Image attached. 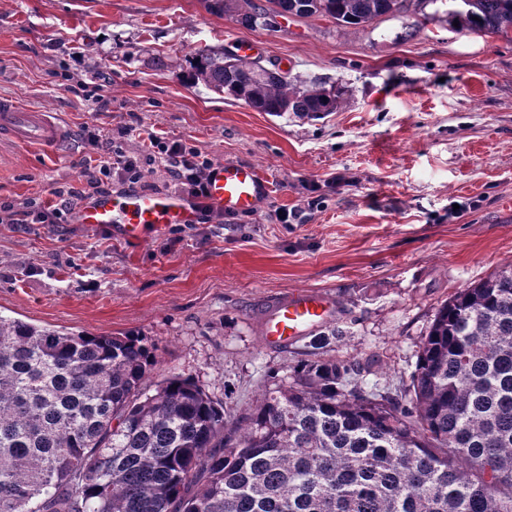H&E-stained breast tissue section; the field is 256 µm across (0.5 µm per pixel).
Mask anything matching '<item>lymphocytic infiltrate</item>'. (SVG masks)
Segmentation results:
<instances>
[{"mask_svg":"<svg viewBox=\"0 0 512 512\" xmlns=\"http://www.w3.org/2000/svg\"><path fill=\"white\" fill-rule=\"evenodd\" d=\"M84 137L93 149L90 156L79 163L80 175L85 182L79 187L54 189V201L35 197L21 205L0 206L13 224H64L75 201L92 196L108 195L112 192V177L120 175L133 184L142 182L149 166L161 168L169 184L179 187L189 195L204 197L207 180L213 166L211 159L201 158L199 153L179 140L162 141L155 134H148L147 152L129 155L115 146L111 140L102 138L95 130L85 129Z\"/></svg>","mask_w":512,"mask_h":512,"instance_id":"obj_1","label":"lymphocytic infiltrate"}]
</instances>
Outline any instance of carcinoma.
Listing matches in <instances>:
<instances>
[{
  "label": "carcinoma",
  "instance_id": "1",
  "mask_svg": "<svg viewBox=\"0 0 512 512\" xmlns=\"http://www.w3.org/2000/svg\"><path fill=\"white\" fill-rule=\"evenodd\" d=\"M404 2L203 0L249 28L363 26ZM455 21L512 33V0H464ZM188 81L308 121L346 93L210 46ZM156 364L139 334L0 315V512H512V265L438 308L402 401L316 353L234 418L191 377L150 388Z\"/></svg>",
  "mask_w": 512,
  "mask_h": 512
}]
</instances>
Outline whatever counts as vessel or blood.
Here are the masks:
<instances>
[{"mask_svg": "<svg viewBox=\"0 0 512 512\" xmlns=\"http://www.w3.org/2000/svg\"><path fill=\"white\" fill-rule=\"evenodd\" d=\"M0 132L21 146L55 152L62 132L46 113L8 99H0ZM270 196V183L251 164L220 162L209 174L207 193L197 199L162 192H127L96 197L78 212L83 224L111 228L115 238L140 243L168 224L197 223L203 210L227 216L251 215ZM333 317L330 299L299 292L275 300L262 318L264 344L285 346Z\"/></svg>", "mask_w": 512, "mask_h": 512, "instance_id": "vessel-or-blood-1", "label": "vessel or blood"}]
</instances>
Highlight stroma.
<instances>
[{
    "label": "stroma",
    "instance_id": "stroma-1",
    "mask_svg": "<svg viewBox=\"0 0 512 512\" xmlns=\"http://www.w3.org/2000/svg\"><path fill=\"white\" fill-rule=\"evenodd\" d=\"M455 7L426 0L362 27L281 17L268 31L201 0H0V96L65 133L52 154L0 135V204L77 185L86 125L129 153L146 130L180 139L273 186L254 214L139 244L75 221L0 222V315L144 335L152 381L192 377L238 415L310 351L307 335L264 345L262 312L319 291L343 331L328 356L403 395L438 308L512 264V34L459 32ZM238 39L261 43L263 63L344 85L341 107L274 117L186 83L190 53ZM295 209L300 222H279Z\"/></svg>",
    "mask_w": 512,
    "mask_h": 512
}]
</instances>
